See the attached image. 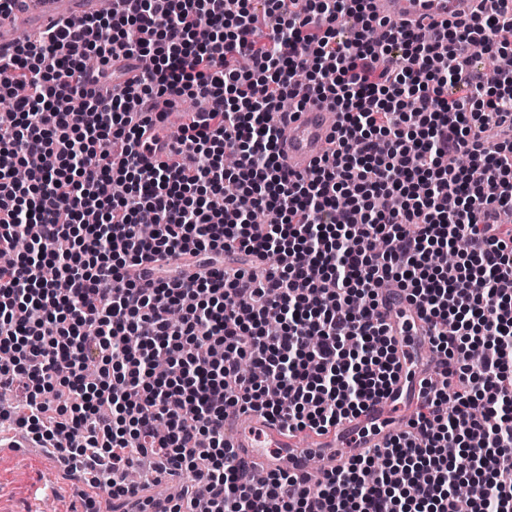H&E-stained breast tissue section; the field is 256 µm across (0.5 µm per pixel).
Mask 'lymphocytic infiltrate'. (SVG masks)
Instances as JSON below:
<instances>
[{
    "instance_id": "1",
    "label": "lymphocytic infiltrate",
    "mask_w": 512,
    "mask_h": 512,
    "mask_svg": "<svg viewBox=\"0 0 512 512\" xmlns=\"http://www.w3.org/2000/svg\"><path fill=\"white\" fill-rule=\"evenodd\" d=\"M501 3L422 29L372 0H112L0 50V254L33 244L0 266V390L20 395L5 420L71 467L104 459L86 512H123L138 456L193 476L139 512H512V226L487 220L512 212ZM301 95L339 124L294 175L266 118ZM188 98L206 110L146 163L148 126ZM385 282L442 360L420 411L315 490L255 482L226 413L320 437L382 397ZM459 480L486 495L456 497Z\"/></svg>"
}]
</instances>
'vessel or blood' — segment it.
<instances>
[{"mask_svg": "<svg viewBox=\"0 0 512 512\" xmlns=\"http://www.w3.org/2000/svg\"><path fill=\"white\" fill-rule=\"evenodd\" d=\"M97 0H18L12 9L0 12V23L9 25L28 20L44 26L58 18L74 20L93 13ZM381 17L396 23L425 27L451 18H465L475 6L483 10L494 7L492 0H374ZM338 116L331 108L311 102L291 114L282 127L279 150L285 166L294 173L310 170L329 147V136ZM379 311L392 324L399 373L387 396L369 406L354 421L344 422L336 434L320 439L318 445H303L285 436L280 425L257 412L241 413L229 419L226 434L236 461L257 465L265 472L288 471L304 474L311 469L312 454H319L326 469L342 467L352 455L384 445L392 436L403 432L423 399L419 382L429 377L433 365L419 366L416 352L425 341L427 326L417 319L416 309L396 289H381ZM21 461L40 459L42 479L39 487L53 494L61 467L56 457L46 456L41 445L23 431L0 432V456Z\"/></svg>", "mask_w": 512, "mask_h": 512, "instance_id": "vessel-or-blood-1", "label": "vessel or blood"}]
</instances>
